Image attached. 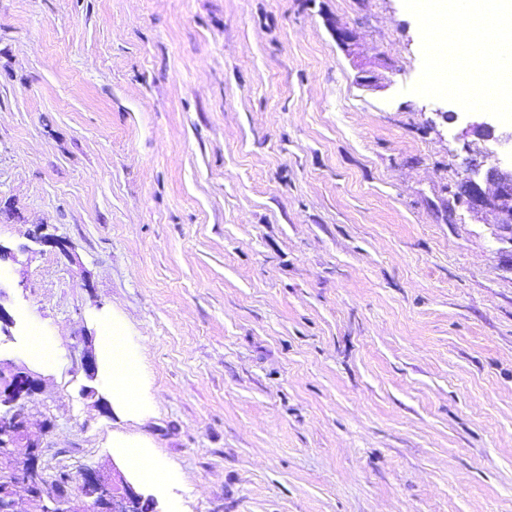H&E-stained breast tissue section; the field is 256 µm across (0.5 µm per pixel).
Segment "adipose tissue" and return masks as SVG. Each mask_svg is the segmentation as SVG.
Returning <instances> with one entry per match:
<instances>
[{"label":"adipose tissue","mask_w":512,"mask_h":512,"mask_svg":"<svg viewBox=\"0 0 512 512\" xmlns=\"http://www.w3.org/2000/svg\"><path fill=\"white\" fill-rule=\"evenodd\" d=\"M107 380L119 405L133 414L150 407L147 394L148 374L130 336L113 330L103 349Z\"/></svg>","instance_id":"adipose-tissue-1"}]
</instances>
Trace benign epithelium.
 <instances>
[{
  "instance_id": "1",
  "label": "benign epithelium",
  "mask_w": 512,
  "mask_h": 512,
  "mask_svg": "<svg viewBox=\"0 0 512 512\" xmlns=\"http://www.w3.org/2000/svg\"><path fill=\"white\" fill-rule=\"evenodd\" d=\"M479 137L512 145V132L500 133L491 118L477 116L469 123ZM459 197L474 212L493 211L502 232L512 243V160L487 152L482 159L468 158L458 185ZM37 374L0 360V457L15 453L22 458L18 474L0 478V512H15L14 487L27 486L41 512H134L147 500L117 469H87L81 475V495L71 504L66 486L52 489L43 483L38 468L40 439L29 431L26 401L40 390Z\"/></svg>"
}]
</instances>
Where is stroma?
I'll use <instances>...</instances> for the list:
<instances>
[{"label": "stroma", "instance_id": "1", "mask_svg": "<svg viewBox=\"0 0 512 512\" xmlns=\"http://www.w3.org/2000/svg\"><path fill=\"white\" fill-rule=\"evenodd\" d=\"M421 65L402 0H0V359L44 380L46 482L113 466L157 512H512V244L457 201L489 144L410 93ZM114 323L142 416L82 366ZM36 333L58 362L25 361ZM127 449V456L136 464L137 469L140 471L143 479L148 483H159L167 479V472L159 468L153 461L145 455L141 450V446L131 444L125 446Z\"/></svg>", "mask_w": 512, "mask_h": 512}]
</instances>
